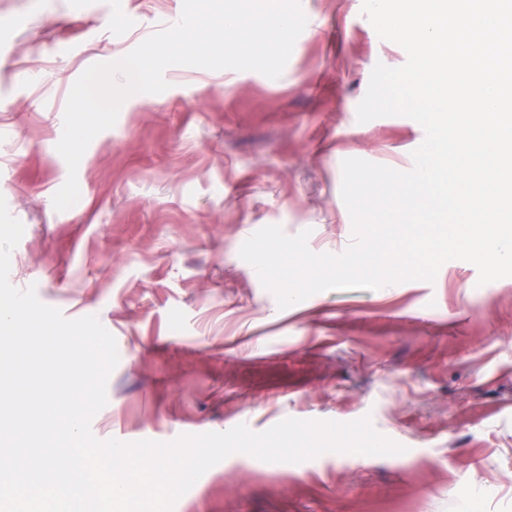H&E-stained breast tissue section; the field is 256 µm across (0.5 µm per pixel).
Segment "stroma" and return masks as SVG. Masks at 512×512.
Returning <instances> with one entry per match:
<instances>
[{
	"label": "stroma",
	"instance_id": "1",
	"mask_svg": "<svg viewBox=\"0 0 512 512\" xmlns=\"http://www.w3.org/2000/svg\"><path fill=\"white\" fill-rule=\"evenodd\" d=\"M183 0H0V196L24 226L9 281L64 317L98 316L119 362L93 435L168 442L287 418L370 417L400 454L269 463L235 453L173 512H512V277L315 293L279 309L239 255L268 225L316 253L353 241L342 162L406 172L405 116L358 122L376 64L407 55L362 0H301L279 78L180 66L122 105L78 166L56 145L75 80L180 18Z\"/></svg>",
	"mask_w": 512,
	"mask_h": 512
}]
</instances>
